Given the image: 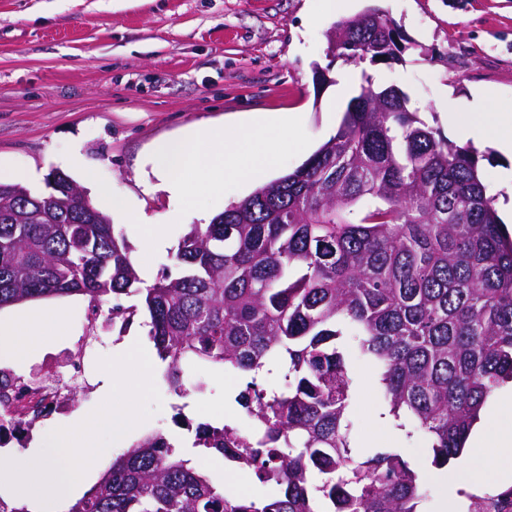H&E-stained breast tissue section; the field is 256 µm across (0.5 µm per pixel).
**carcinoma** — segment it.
<instances>
[{
    "mask_svg": "<svg viewBox=\"0 0 512 512\" xmlns=\"http://www.w3.org/2000/svg\"><path fill=\"white\" fill-rule=\"evenodd\" d=\"M417 44L377 9L331 28L327 55L400 61ZM360 92L305 163L230 203L180 240L178 276L143 286L125 237L74 183L35 195L0 183V307L53 296L138 295L148 336L178 397L186 368L250 378L251 421L198 427L194 446L255 470L271 493L236 495L160 433L112 460L68 512H420L427 492L397 454L351 445V343L379 371L382 402L433 463L463 451L490 395L512 380V238L479 152L420 118L408 93ZM269 395L257 379L273 371ZM507 494L474 497L491 512Z\"/></svg>",
    "mask_w": 512,
    "mask_h": 512,
    "instance_id": "carcinoma-1",
    "label": "carcinoma"
}]
</instances>
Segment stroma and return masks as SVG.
<instances>
[{"mask_svg": "<svg viewBox=\"0 0 512 512\" xmlns=\"http://www.w3.org/2000/svg\"><path fill=\"white\" fill-rule=\"evenodd\" d=\"M371 8L392 18L417 47L403 61L368 65V72L377 82L405 90L421 117L449 141L459 145L463 138L449 126L446 104L473 100L488 89L496 104L512 107V0H352L342 14L329 9L328 0H0V181L43 193L51 172H64L83 189L88 173H97L135 217L170 228L167 247L148 253L129 218L96 198L127 237L136 268L156 278L178 276V242L202 213L183 215L178 197L142 193L154 144L193 125L231 127L258 113H300L311 138L307 150L257 182L225 193L205 213L211 217L257 185L294 170L335 134L350 99L340 93V79L360 69L330 61L326 34L342 17ZM477 149L493 192L512 198V157L489 142ZM35 305L60 312L66 329L44 337L27 361L14 364L19 374L53 372L54 354L86 333L88 297H49ZM137 341L152 359L162 406L126 441L113 443L111 456L144 435L161 433L188 448L198 470L234 492L256 493L260 483L253 471L191 446L195 423L244 424L233 397L245 388L246 377L207 364L187 369L186 385L199 383L203 390L193 392L180 413L141 321H134L123 340H99L93 353L111 357L120 344ZM348 370L355 391L354 442L371 453H400L430 489L422 512H443L447 489L427 442L418 436L390 442V428L374 424L383 407L375 368L352 358ZM108 380V373L90 367L71 409L42 422L13 459L30 457L48 433L89 416L104 401Z\"/></svg>", "mask_w": 512, "mask_h": 512, "instance_id": "35a3bbf8", "label": "stroma"}]
</instances>
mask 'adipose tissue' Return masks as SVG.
Returning <instances> with one entry per match:
<instances>
[{
  "instance_id": "adipose-tissue-1",
  "label": "adipose tissue",
  "mask_w": 512,
  "mask_h": 512,
  "mask_svg": "<svg viewBox=\"0 0 512 512\" xmlns=\"http://www.w3.org/2000/svg\"><path fill=\"white\" fill-rule=\"evenodd\" d=\"M485 97L460 104L448 115V124L465 131L466 139L485 141L488 131H495L494 145L505 154H512V111L493 112L487 109ZM62 316L50 309H21L7 321L0 320V351L18 361L30 356L38 338L49 332L61 331ZM500 400L485 415L480 427L470 440L472 454L491 456L489 464L475 467L463 461L449 475L451 485L463 484L474 490L484 489L495 483L512 480V425H500L498 419L503 409L511 406Z\"/></svg>"
}]
</instances>
